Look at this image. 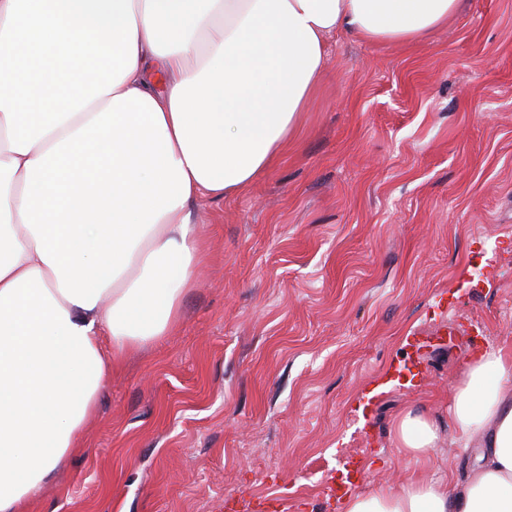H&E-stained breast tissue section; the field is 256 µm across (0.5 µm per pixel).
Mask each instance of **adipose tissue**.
Here are the masks:
<instances>
[{"mask_svg":"<svg viewBox=\"0 0 512 512\" xmlns=\"http://www.w3.org/2000/svg\"><path fill=\"white\" fill-rule=\"evenodd\" d=\"M459 0H0V512H27L81 449L126 354L180 321L203 256L196 205L293 138L326 39L413 42ZM466 483L418 476L343 512H512V350L466 357L448 418L411 408L394 448L444 430Z\"/></svg>","mask_w":512,"mask_h":512,"instance_id":"1","label":"adipose tissue"}]
</instances>
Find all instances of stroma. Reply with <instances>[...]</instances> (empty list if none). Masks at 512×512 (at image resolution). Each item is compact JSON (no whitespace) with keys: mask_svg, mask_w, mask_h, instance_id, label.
Returning a JSON list of instances; mask_svg holds the SVG:
<instances>
[{"mask_svg":"<svg viewBox=\"0 0 512 512\" xmlns=\"http://www.w3.org/2000/svg\"><path fill=\"white\" fill-rule=\"evenodd\" d=\"M327 52L279 161L198 202L179 325L113 371L28 512H340L347 470L363 493L465 460L452 433L423 466L390 434L409 406L445 416L479 344L512 348V0Z\"/></svg>","mask_w":512,"mask_h":512,"instance_id":"35a3bbf8","label":"stroma"}]
</instances>
